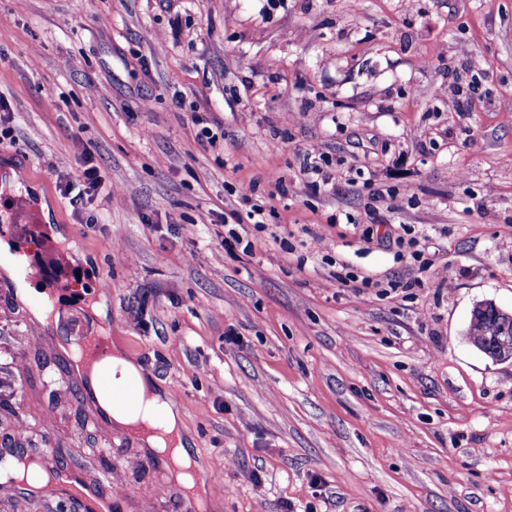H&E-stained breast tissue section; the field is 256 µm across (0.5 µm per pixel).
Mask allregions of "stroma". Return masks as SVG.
<instances>
[{
	"label": "stroma",
	"mask_w": 512,
	"mask_h": 512,
	"mask_svg": "<svg viewBox=\"0 0 512 512\" xmlns=\"http://www.w3.org/2000/svg\"><path fill=\"white\" fill-rule=\"evenodd\" d=\"M0 98V178L28 170L61 283L43 324L0 273V463L47 450L73 480L0 483V512H85L88 488L191 512L72 362L103 328L218 512H512V361L466 338L477 304L512 311V0H0ZM87 164L114 196L76 212L55 169ZM248 186L251 255L224 248Z\"/></svg>",
	"instance_id": "1"
}]
</instances>
